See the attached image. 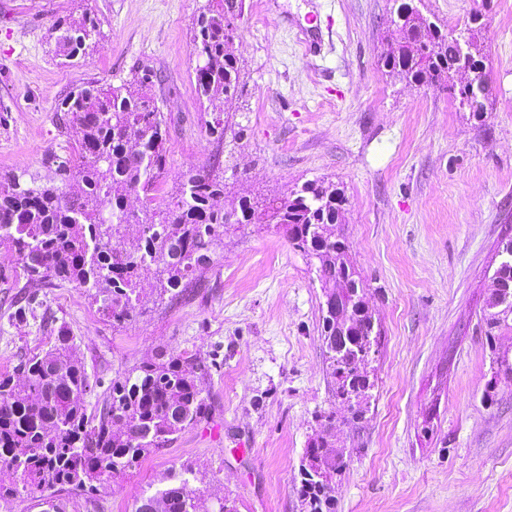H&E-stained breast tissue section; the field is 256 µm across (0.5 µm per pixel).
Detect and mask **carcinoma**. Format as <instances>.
Here are the masks:
<instances>
[{
	"label": "carcinoma",
	"mask_w": 512,
	"mask_h": 512,
	"mask_svg": "<svg viewBox=\"0 0 512 512\" xmlns=\"http://www.w3.org/2000/svg\"><path fill=\"white\" fill-rule=\"evenodd\" d=\"M237 3L214 0L201 13L193 34L195 88L212 111H221L237 93L241 69L227 34ZM480 16L466 29L471 70L487 80L478 35ZM393 23L400 39L381 57L383 66L415 87L450 80L457 72L454 35L404 3ZM100 32L96 20H57L51 38L68 59L86 53ZM148 73L119 86L85 83L58 106L78 136L76 157L59 162L62 182L77 188L31 187L20 176L0 174V245L8 244L29 281L69 284L83 290L99 311L116 322L131 318L141 278L151 276L159 296L187 284L224 242V235L249 224H274L306 256L316 260L318 279L336 286L347 263V241L318 235V224H342L347 198L333 182L313 181L290 196H244L231 208L224 179L202 168L184 175L178 194L157 200L156 187L167 173L163 116L148 93ZM143 193L138 210L126 198ZM136 224L130 236L126 225ZM483 322L488 339L512 329V308L497 307L489 296ZM336 328L322 318L321 341L334 399L349 409L345 420L365 415L351 397L367 373L354 368L364 337L348 336L349 351L336 355ZM210 367L193 355L171 354L145 360L112 378L109 395L89 408L92 385L85 365L72 353L71 339L59 333L44 354L22 361L15 373L0 374V469H19L14 481L0 483V504L47 500L62 491H93L140 466L142 459L168 447L185 428L206 417L200 379ZM322 433L304 457L319 461L321 479L299 471L297 493L306 512H336V478L345 468L332 450L336 413L321 423ZM194 471L180 465L173 483L143 494L136 512H225L224 500L204 506L193 485Z\"/></svg>",
	"instance_id": "obj_1"
}]
</instances>
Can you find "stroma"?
<instances>
[{"instance_id":"35a3bbf8","label":"stroma","mask_w":512,"mask_h":512,"mask_svg":"<svg viewBox=\"0 0 512 512\" xmlns=\"http://www.w3.org/2000/svg\"><path fill=\"white\" fill-rule=\"evenodd\" d=\"M403 0H242L235 55L242 80L216 118L199 99L191 54L208 0H0V173L59 185L55 158L76 155L58 104L76 86L154 75L168 130L162 197L213 168L225 201L285 196L315 180L347 198V259L381 353L360 424L337 435L346 468L336 512H512V380L493 378L482 322L491 276L512 240V0H420L422 14L463 30L483 16L491 106L459 111L451 90L413 88L381 62L397 43ZM94 18L101 37L72 60L55 52L56 20ZM0 262V374L47 349L58 331L91 376L90 405L115 375L149 358L215 361L201 386L209 411L169 448L58 512H135L147 487L191 465L206 497L238 512H304L298 470L319 417L338 410L320 341L324 303L314 262L275 226L225 236L177 294L144 287L132 320L113 321L71 285L18 287Z\"/></svg>"}]
</instances>
